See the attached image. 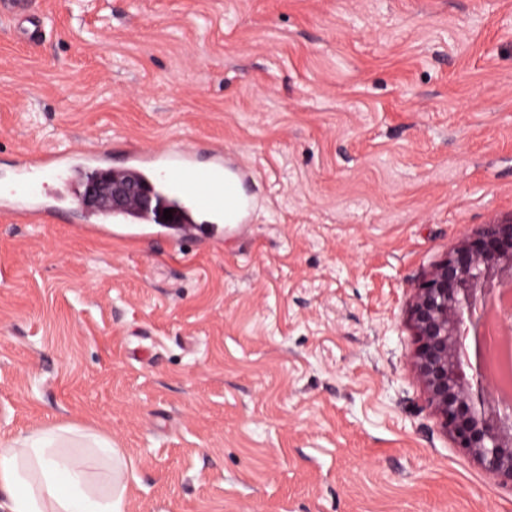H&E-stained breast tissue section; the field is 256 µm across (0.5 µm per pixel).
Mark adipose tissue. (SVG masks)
Listing matches in <instances>:
<instances>
[{
    "label": "adipose tissue",
    "mask_w": 512,
    "mask_h": 512,
    "mask_svg": "<svg viewBox=\"0 0 512 512\" xmlns=\"http://www.w3.org/2000/svg\"><path fill=\"white\" fill-rule=\"evenodd\" d=\"M129 465L111 437L54 423L0 439L6 512H126Z\"/></svg>",
    "instance_id": "adipose-tissue-1"
}]
</instances>
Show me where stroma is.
Listing matches in <instances>:
<instances>
[{
	"mask_svg": "<svg viewBox=\"0 0 512 512\" xmlns=\"http://www.w3.org/2000/svg\"><path fill=\"white\" fill-rule=\"evenodd\" d=\"M0 13V185L29 155L223 147L250 220L115 237L81 184L0 212V438L111 436L126 512H512L411 356L412 282L512 219V0H30Z\"/></svg>",
	"mask_w": 512,
	"mask_h": 512,
	"instance_id": "35a3bbf8",
	"label": "stroma"
}]
</instances>
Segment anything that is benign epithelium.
Returning <instances> with one entry per match:
<instances>
[{
	"instance_id": "obj_1",
	"label": "benign epithelium",
	"mask_w": 512,
	"mask_h": 512,
	"mask_svg": "<svg viewBox=\"0 0 512 512\" xmlns=\"http://www.w3.org/2000/svg\"><path fill=\"white\" fill-rule=\"evenodd\" d=\"M153 199L141 182L98 174L87 177L78 197L83 207L109 210L131 203L147 209ZM505 276L512 278V220L482 225L415 282L409 316L417 336L414 366L440 426L492 479L512 489V405L488 390L499 379L487 369V354L476 352L474 378L463 369L464 337L481 339L483 303Z\"/></svg>"
}]
</instances>
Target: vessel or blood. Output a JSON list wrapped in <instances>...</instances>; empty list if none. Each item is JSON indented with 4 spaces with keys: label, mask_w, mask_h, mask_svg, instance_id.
Returning <instances> with one entry per match:
<instances>
[{
    "label": "vessel or blood",
    "mask_w": 512,
    "mask_h": 512,
    "mask_svg": "<svg viewBox=\"0 0 512 512\" xmlns=\"http://www.w3.org/2000/svg\"><path fill=\"white\" fill-rule=\"evenodd\" d=\"M66 165L62 156L38 154L25 160L21 176L5 196L0 197V207L6 208L13 218L27 223H42L47 210L39 203L45 179L62 176ZM122 174L161 180L183 207L190 212L198 211L223 217L224 186L245 179L244 171L223 153H215L208 166H200L194 151L159 145L148 151L132 153ZM115 222H129V235L142 237V227L157 223L151 212H118Z\"/></svg>",
    "instance_id": "b4317fda"
}]
</instances>
